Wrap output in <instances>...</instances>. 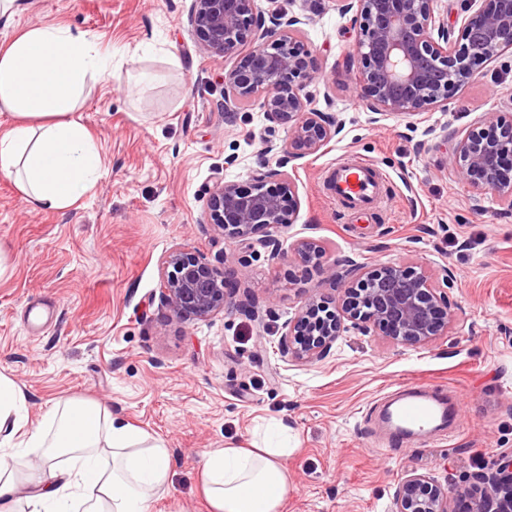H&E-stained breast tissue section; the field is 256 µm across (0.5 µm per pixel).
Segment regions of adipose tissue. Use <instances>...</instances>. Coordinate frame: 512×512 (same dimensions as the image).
I'll return each mask as SVG.
<instances>
[{
  "mask_svg": "<svg viewBox=\"0 0 512 512\" xmlns=\"http://www.w3.org/2000/svg\"><path fill=\"white\" fill-rule=\"evenodd\" d=\"M97 41L60 26L27 29L0 46V174L37 210L69 208L98 180L99 151L74 117L88 78L107 71ZM26 397L0 374V512H151L170 484L165 443L72 399L28 427ZM39 452L41 471L19 472L15 458ZM284 448L203 452L198 467L210 512H278L290 491Z\"/></svg>",
  "mask_w": 512,
  "mask_h": 512,
  "instance_id": "1",
  "label": "adipose tissue"
}]
</instances>
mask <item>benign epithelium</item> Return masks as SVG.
I'll list each match as a JSON object with an SVG mask.
<instances>
[{
  "instance_id": "1",
  "label": "benign epithelium",
  "mask_w": 512,
  "mask_h": 512,
  "mask_svg": "<svg viewBox=\"0 0 512 512\" xmlns=\"http://www.w3.org/2000/svg\"><path fill=\"white\" fill-rule=\"evenodd\" d=\"M342 14H352L357 28L352 78L366 106L375 114L410 118L447 106L448 93L458 91L475 76V68L512 52V0H465L458 37L445 19L434 14L432 0H338ZM268 19L253 12L254 0H192L191 22L200 47L215 55L244 53L239 65L224 73V111H237L245 101L259 99L267 120L286 126L291 139L277 146L266 142L271 156L250 177V186L218 176L207 208L214 231L228 240L263 248L271 260L284 257L319 265L324 247L298 239L284 253L276 241L257 233L285 228L296 221L291 205L294 185L281 178V168L300 153L313 154L327 146L342 122L311 108L307 88L320 75L312 53L297 38L302 20L288 15L279 0H270ZM454 146L450 165L479 195L512 194V118L485 114ZM326 273L342 289L341 304L309 299L282 336L281 352L303 362L330 354L349 328L383 330L402 345H425L448 335V312L439 281H448V268L438 274L391 262L372 268L351 264ZM234 293L224 273L191 253L176 250L162 262L163 301L183 321L206 318L224 310ZM484 495L468 500L457 494L448 501V487L412 474L399 486L389 512H490L502 486L512 483V458L499 469L476 475Z\"/></svg>"
}]
</instances>
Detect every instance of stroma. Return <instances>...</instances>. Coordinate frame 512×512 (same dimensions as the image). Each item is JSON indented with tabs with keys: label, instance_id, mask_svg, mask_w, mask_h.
Listing matches in <instances>:
<instances>
[{
	"label": "stroma",
	"instance_id": "stroma-1",
	"mask_svg": "<svg viewBox=\"0 0 512 512\" xmlns=\"http://www.w3.org/2000/svg\"><path fill=\"white\" fill-rule=\"evenodd\" d=\"M281 4L303 18L302 41L321 70L313 108L343 121L324 151L287 165L297 219L269 231L284 249L321 242L318 266L268 260L209 223L215 174L249 186L264 139L289 134L254 100L226 115L224 72L238 57L199 46L191 0H16V12L0 16L1 46L55 25L112 55L111 73L87 79L76 111L101 154L94 186L67 209L39 211L0 175V374L25 393L29 425L55 403L84 398L163 439L171 487L153 512H209L201 453L262 446L274 426L289 448L280 512H388L411 473L479 496L475 474L512 455V196L475 199L450 168L445 138L484 114L512 115V55L481 66L447 109L423 113L410 131L402 119L374 120L357 98L354 34L336 0ZM143 71L155 76L146 86ZM345 155L387 178L370 220L323 193L326 167ZM175 249L224 271L258 317L232 299L212 316L176 319L160 275ZM350 260L450 268L447 335L415 347L353 329L323 360L282 356L279 340L306 300L333 306L342 295L325 266ZM410 381L454 392L462 430L401 446L369 433V409Z\"/></svg>",
	"mask_w": 512,
	"mask_h": 512
}]
</instances>
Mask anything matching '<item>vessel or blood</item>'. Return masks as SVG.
<instances>
[{"mask_svg": "<svg viewBox=\"0 0 512 512\" xmlns=\"http://www.w3.org/2000/svg\"><path fill=\"white\" fill-rule=\"evenodd\" d=\"M326 196L355 214L371 215L384 195V177L371 161L359 156L347 157L325 172ZM447 409L439 399L425 395L420 384L405 386L389 409L395 437L427 438L442 423Z\"/></svg>", "mask_w": 512, "mask_h": 512, "instance_id": "vessel-or-blood-1", "label": "vessel or blood"}]
</instances>
